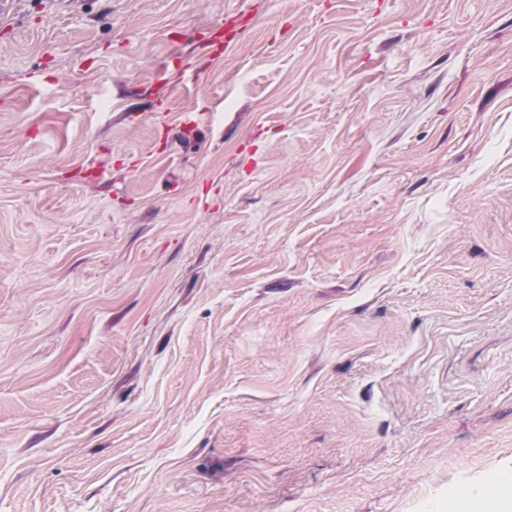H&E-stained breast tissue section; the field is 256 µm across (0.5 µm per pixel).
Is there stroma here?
<instances>
[{
	"label": "stroma",
	"mask_w": 512,
	"mask_h": 512,
	"mask_svg": "<svg viewBox=\"0 0 512 512\" xmlns=\"http://www.w3.org/2000/svg\"><path fill=\"white\" fill-rule=\"evenodd\" d=\"M508 477L512 0H0V512Z\"/></svg>",
	"instance_id": "35a3bbf8"
}]
</instances>
